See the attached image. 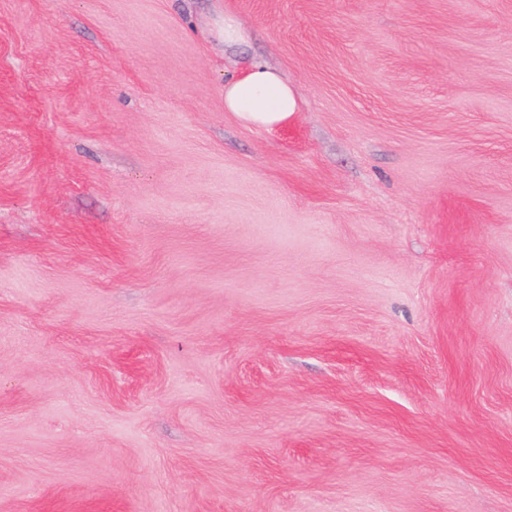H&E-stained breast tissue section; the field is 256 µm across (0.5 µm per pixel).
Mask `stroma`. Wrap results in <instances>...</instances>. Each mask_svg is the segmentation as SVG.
<instances>
[{"label":"stroma","mask_w":512,"mask_h":512,"mask_svg":"<svg viewBox=\"0 0 512 512\" xmlns=\"http://www.w3.org/2000/svg\"><path fill=\"white\" fill-rule=\"evenodd\" d=\"M0 512H512V0H0ZM224 109L248 127L274 129L288 125L300 111L296 90L278 71L255 63L224 85Z\"/></svg>","instance_id":"1"}]
</instances>
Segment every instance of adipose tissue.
Wrapping results in <instances>:
<instances>
[{
  "label": "adipose tissue",
  "instance_id": "adipose-tissue-1",
  "mask_svg": "<svg viewBox=\"0 0 512 512\" xmlns=\"http://www.w3.org/2000/svg\"><path fill=\"white\" fill-rule=\"evenodd\" d=\"M224 108L248 127L288 125L300 110L299 97L278 71L256 63L224 86Z\"/></svg>",
  "mask_w": 512,
  "mask_h": 512
}]
</instances>
